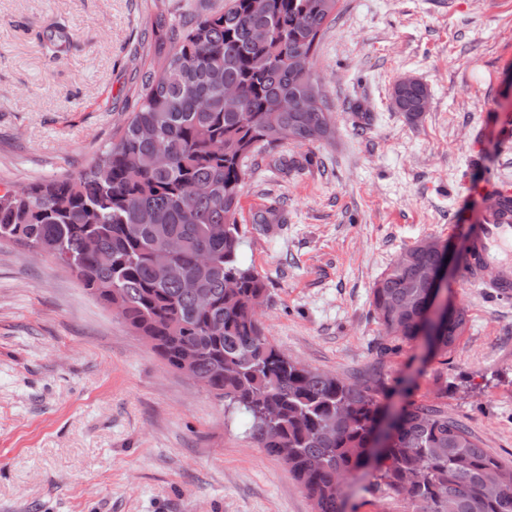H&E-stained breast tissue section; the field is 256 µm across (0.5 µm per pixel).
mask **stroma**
I'll return each instance as SVG.
<instances>
[{"label": "stroma", "mask_w": 512, "mask_h": 512, "mask_svg": "<svg viewBox=\"0 0 512 512\" xmlns=\"http://www.w3.org/2000/svg\"><path fill=\"white\" fill-rule=\"evenodd\" d=\"M154 0H0V190L74 173L136 106ZM314 58L329 141L249 161L240 260L264 276L269 341L379 400L441 407L512 465V297L448 277L467 325L447 354H381L375 282L417 241L466 251L490 180L512 182V0H340ZM64 27L67 49L46 34ZM422 80L423 117L390 105ZM371 112L368 128L353 117ZM478 152H471L472 139ZM279 224L260 218L269 208ZM447 395H440V386ZM345 512H411L369 468ZM0 512H315L250 420L169 368L50 256L0 244Z\"/></svg>", "instance_id": "obj_1"}]
</instances>
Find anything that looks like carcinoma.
Listing matches in <instances>:
<instances>
[{"label":"carcinoma","instance_id":"carcinoma-1","mask_svg":"<svg viewBox=\"0 0 512 512\" xmlns=\"http://www.w3.org/2000/svg\"><path fill=\"white\" fill-rule=\"evenodd\" d=\"M338 0H228L169 36L163 5L153 27L158 65L137 91L139 108L116 140L76 173L0 193V242L27 245L69 269L114 309L174 369L187 344L193 374L251 419L259 447L288 449V472L316 512H344L345 478L369 467L412 512H512V466L488 455L448 413L411 404L392 424L377 462L370 448L386 416L378 387L311 369L275 348L258 309L267 285L242 265L238 210L246 163L260 148L333 135L332 113L314 77L315 42L336 18ZM270 37L257 41L254 30ZM235 87L230 110L224 87ZM430 92L415 78L397 81L393 108L416 120ZM168 164L159 165L156 154ZM150 213L154 223L141 222ZM180 242L178 275L164 277L154 250ZM413 261L389 267L372 288L385 335L423 338L445 355L467 324L465 309L424 332L432 289L422 269L448 257L428 237L408 248ZM192 280L210 304L201 307Z\"/></svg>","mask_w":512,"mask_h":512}]
</instances>
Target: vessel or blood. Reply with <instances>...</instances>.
<instances>
[{
    "instance_id": "b4317fda",
    "label": "vessel or blood",
    "mask_w": 512,
    "mask_h": 512,
    "mask_svg": "<svg viewBox=\"0 0 512 512\" xmlns=\"http://www.w3.org/2000/svg\"><path fill=\"white\" fill-rule=\"evenodd\" d=\"M494 206L469 227V250L464 259L466 280L489 293L512 295V183L490 185Z\"/></svg>"
}]
</instances>
